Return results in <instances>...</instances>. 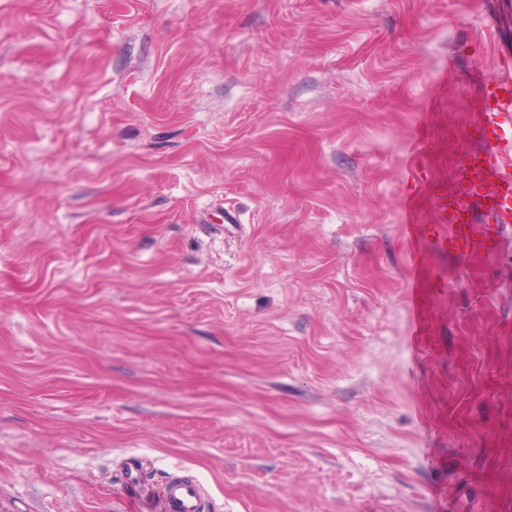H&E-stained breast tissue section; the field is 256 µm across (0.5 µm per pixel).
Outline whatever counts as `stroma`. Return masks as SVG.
<instances>
[{"instance_id":"35a3bbf8","label":"stroma","mask_w":512,"mask_h":512,"mask_svg":"<svg viewBox=\"0 0 512 512\" xmlns=\"http://www.w3.org/2000/svg\"><path fill=\"white\" fill-rule=\"evenodd\" d=\"M506 68L512 0H0V512H512V256L423 232ZM131 475L125 486L126 497L136 512H212L211 501L202 485L189 476L170 477L162 489L141 480L144 462L130 458L127 462Z\"/></svg>"}]
</instances>
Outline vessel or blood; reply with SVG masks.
Here are the masks:
<instances>
[{
  "label": "vessel or blood",
  "mask_w": 512,
  "mask_h": 512,
  "mask_svg": "<svg viewBox=\"0 0 512 512\" xmlns=\"http://www.w3.org/2000/svg\"><path fill=\"white\" fill-rule=\"evenodd\" d=\"M475 141L476 148L457 161L455 188L436 197L440 219L433 231L443 249L498 254L512 242L511 72H501L486 82ZM127 465L131 475L124 492L135 512H213L196 479L173 476L158 489L139 478L142 460L132 458Z\"/></svg>",
  "instance_id": "obj_1"
}]
</instances>
